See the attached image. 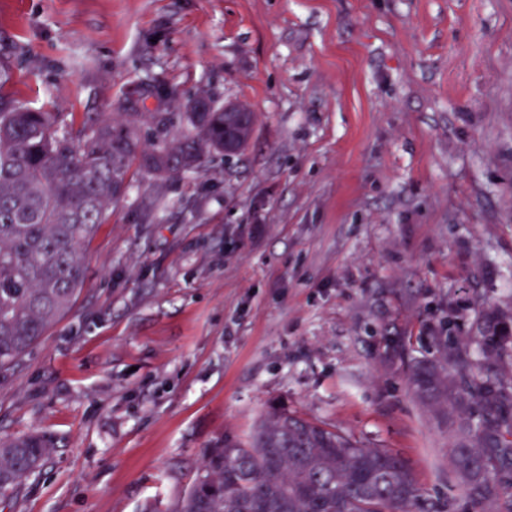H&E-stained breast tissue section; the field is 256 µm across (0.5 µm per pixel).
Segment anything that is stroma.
I'll use <instances>...</instances> for the list:
<instances>
[{"label":"stroma","mask_w":512,"mask_h":512,"mask_svg":"<svg viewBox=\"0 0 512 512\" xmlns=\"http://www.w3.org/2000/svg\"><path fill=\"white\" fill-rule=\"evenodd\" d=\"M1 74L64 130L159 79L256 121L196 172L131 169L71 312L0 375V437L54 446L0 512H172L275 410L471 512L405 363L447 310L464 339L512 308V0H0Z\"/></svg>","instance_id":"obj_1"}]
</instances>
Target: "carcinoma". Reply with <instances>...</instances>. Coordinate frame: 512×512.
<instances>
[{
    "label": "carcinoma",
    "mask_w": 512,
    "mask_h": 512,
    "mask_svg": "<svg viewBox=\"0 0 512 512\" xmlns=\"http://www.w3.org/2000/svg\"><path fill=\"white\" fill-rule=\"evenodd\" d=\"M180 112L88 117L58 134L50 112L0 94V370L14 368L72 309L86 269L80 254L136 166L159 178L191 173L213 154H235L255 113L226 112L205 94ZM149 118L151 138L142 135ZM464 347L408 364L419 399L443 408L451 463L473 512H512V310L475 317ZM51 452L40 436L0 440V496L14 492ZM176 512H434L404 458L288 412H272L246 442L205 450Z\"/></svg>",
    "instance_id": "obj_1"
}]
</instances>
